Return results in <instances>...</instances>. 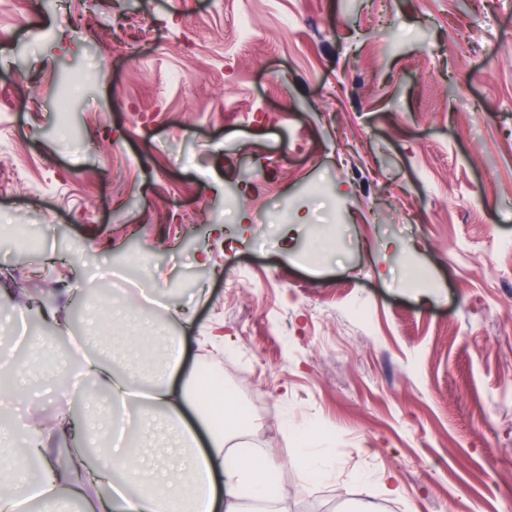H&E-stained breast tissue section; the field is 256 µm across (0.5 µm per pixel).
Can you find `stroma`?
I'll return each mask as SVG.
<instances>
[{
	"mask_svg": "<svg viewBox=\"0 0 512 512\" xmlns=\"http://www.w3.org/2000/svg\"><path fill=\"white\" fill-rule=\"evenodd\" d=\"M4 224L42 234L0 230V353L20 314L37 342L8 422L109 428L76 345L143 391L174 337L279 512L512 496V0H0ZM306 428L331 469L302 485ZM136 430L178 462L161 417ZM203 382L206 388L211 393L212 397L210 400V408L211 411L214 410H224V382L223 376L212 374L209 370L204 371L203 373Z\"/></svg>",
	"mask_w": 512,
	"mask_h": 512,
	"instance_id": "obj_1",
	"label": "stroma"
}]
</instances>
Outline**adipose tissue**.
Returning <instances> with one entry per match:
<instances>
[{"label":"adipose tissue","instance_id":"ef3b65f1","mask_svg":"<svg viewBox=\"0 0 512 512\" xmlns=\"http://www.w3.org/2000/svg\"><path fill=\"white\" fill-rule=\"evenodd\" d=\"M180 360V346L171 345L166 370L150 385L145 399L176 429L187 454L186 469L145 467L147 449L129 445L126 437L128 405L136 395L133 372L86 356L81 360V375L108 392L115 409L112 431L119 446L94 451L91 467L98 475L95 496H88L79 475L62 470L50 482L28 486L25 500L51 507L57 488L62 487L73 497L87 499L88 512H245L248 502L261 505L262 512H276L279 487L275 467L246 444L229 446L232 417L219 424L213 422L199 373L180 371ZM190 407L198 421L194 428L185 419ZM121 468L136 474L137 494H129L127 480L117 479ZM22 501L0 497V512H18Z\"/></svg>","mask_w":512,"mask_h":512}]
</instances>
